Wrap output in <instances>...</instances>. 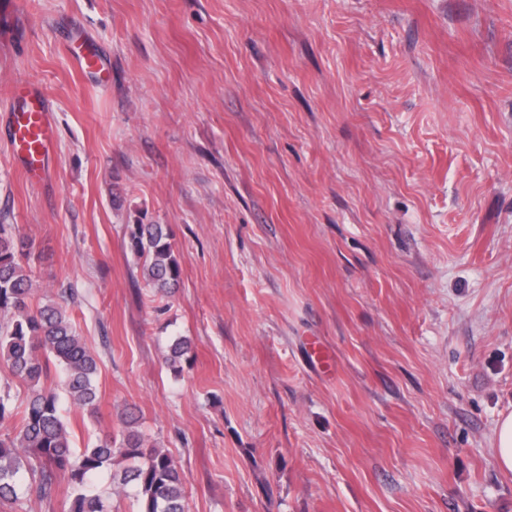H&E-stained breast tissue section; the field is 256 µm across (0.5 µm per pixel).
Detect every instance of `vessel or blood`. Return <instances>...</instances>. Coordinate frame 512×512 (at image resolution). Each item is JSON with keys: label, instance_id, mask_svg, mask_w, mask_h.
Instances as JSON below:
<instances>
[{"label": "vessel or blood", "instance_id": "1", "mask_svg": "<svg viewBox=\"0 0 512 512\" xmlns=\"http://www.w3.org/2000/svg\"><path fill=\"white\" fill-rule=\"evenodd\" d=\"M68 50L80 71L107 82L110 72L100 54L88 44H69ZM11 145L25 179L43 181L49 173L54 127L49 103L42 90L32 83L19 87L9 105Z\"/></svg>", "mask_w": 512, "mask_h": 512}]
</instances>
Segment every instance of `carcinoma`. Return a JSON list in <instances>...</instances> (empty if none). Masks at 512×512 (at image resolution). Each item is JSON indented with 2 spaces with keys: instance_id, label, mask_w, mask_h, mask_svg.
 <instances>
[{
  "instance_id": "cac0c4a2",
  "label": "carcinoma",
  "mask_w": 512,
  "mask_h": 512,
  "mask_svg": "<svg viewBox=\"0 0 512 512\" xmlns=\"http://www.w3.org/2000/svg\"><path fill=\"white\" fill-rule=\"evenodd\" d=\"M127 248L142 260V277L162 296H170L180 280L181 264L169 233L161 224H128ZM33 246L16 239L15 225L0 224V366L27 388L24 407L15 403L11 385L0 388V425L19 422L14 436L0 438V500H20L23 474L32 477L40 499L55 492L58 479L71 485L68 512H112V495L93 490L95 481L123 462L122 486L113 495L133 496L137 512H186L185 478L163 447L137 429V417L119 413L120 438L107 436L78 450L64 402L97 413V361L67 314L74 301L63 289L59 301L33 305L37 292L31 266ZM191 342L178 337L169 344L164 363L176 373L190 362ZM63 373V387L45 385L51 371Z\"/></svg>"
}]
</instances>
